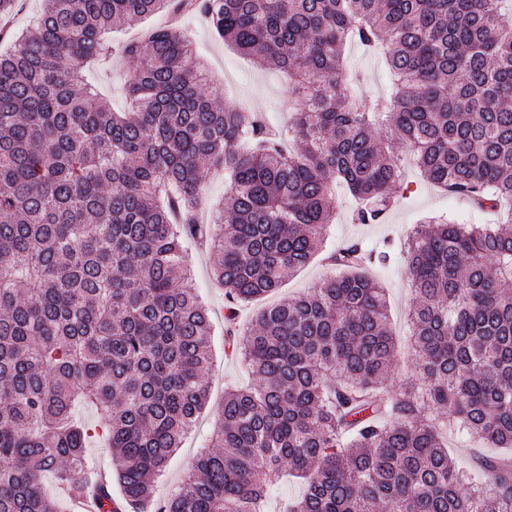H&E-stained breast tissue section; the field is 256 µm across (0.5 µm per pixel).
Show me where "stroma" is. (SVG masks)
Masks as SVG:
<instances>
[{"instance_id":"obj_1","label":"stroma","mask_w":512,"mask_h":512,"mask_svg":"<svg viewBox=\"0 0 512 512\" xmlns=\"http://www.w3.org/2000/svg\"><path fill=\"white\" fill-rule=\"evenodd\" d=\"M182 25L194 38L195 59L204 64L212 80L223 89L221 105L243 107L260 112L272 126L287 125L293 112L300 106L287 80L279 73L264 70L253 61L224 43L211 29L204 15L183 17ZM345 65L354 80L352 92L362 100L371 97H388L393 93V80L380 55L365 51L349 43L344 48ZM404 190L398 191L399 204L385 223L360 225L352 223L348 204H341L329 228L328 244L339 247L353 241L369 247H381L383 241L398 242L413 224L429 215H443L458 224H494L496 213L472 207L459 198H451L440 189L423 182L417 166L409 155H402ZM186 263L193 270L200 296L209 308L212 325V363L207 375L210 387L208 406L194 431L188 435L182 448L169 459L165 473L154 484V496L164 500L179 486L183 476L199 451L207 448L211 432L220 418V405L227 388L243 384L248 379L246 367L224 353V289L213 277L215 255L211 250L189 242L185 245ZM332 269L322 259L309 265L287 279L273 294L243 306L238 315L242 327H249L256 313L264 307L292 298L316 288ZM375 277L387 293L391 328L399 340L409 335L407 313L414 293L405 275L402 262L378 268Z\"/></svg>"}]
</instances>
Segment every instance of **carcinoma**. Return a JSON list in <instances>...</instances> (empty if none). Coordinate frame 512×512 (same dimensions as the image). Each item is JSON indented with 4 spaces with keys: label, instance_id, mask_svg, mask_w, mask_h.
<instances>
[{
    "label": "carcinoma",
    "instance_id": "cac0c4a2",
    "mask_svg": "<svg viewBox=\"0 0 512 512\" xmlns=\"http://www.w3.org/2000/svg\"><path fill=\"white\" fill-rule=\"evenodd\" d=\"M0 54V512H58L98 490L132 512L209 401L210 322L183 243L218 254L226 319L282 286L321 250L336 191L355 224H381L401 183L392 136L422 176L493 226L432 218L403 244L415 292V371L399 352L383 288L386 253L357 243L339 272L260 311L230 337L252 383L224 393L213 448L158 512H512V0H197L217 35L288 74L303 100L278 130L216 105L169 26L114 45L106 34L187 0H43ZM348 43L385 50L391 99L348 88ZM130 65V109L114 112L94 72ZM293 150L285 151V140ZM224 172V207L199 220L204 173ZM105 422L119 488L99 483L78 423ZM491 454L471 486L444 433Z\"/></svg>",
    "mask_w": 512,
    "mask_h": 512
}]
</instances>
